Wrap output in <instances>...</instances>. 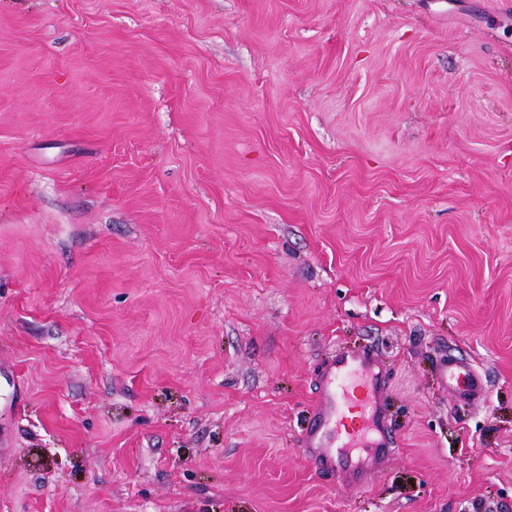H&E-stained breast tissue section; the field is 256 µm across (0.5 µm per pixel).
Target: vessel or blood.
I'll return each mask as SVG.
<instances>
[{"label": "vessel or blood", "instance_id": "b4317fda", "mask_svg": "<svg viewBox=\"0 0 512 512\" xmlns=\"http://www.w3.org/2000/svg\"><path fill=\"white\" fill-rule=\"evenodd\" d=\"M377 365L367 353L347 355L336 354L329 361L323 376V387L317 404V423L306 433L304 445L317 451L320 461L328 469L350 468L365 464L366 456H350L346 448L356 445L363 449L376 445L373 427L356 428L345 421V410L353 386L347 385V378L357 375L362 378L366 389H374L377 380ZM448 386L461 398L475 399L482 392V385L475 372L459 362H449L445 368Z\"/></svg>", "mask_w": 512, "mask_h": 512}]
</instances>
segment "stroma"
<instances>
[{
  "mask_svg": "<svg viewBox=\"0 0 512 512\" xmlns=\"http://www.w3.org/2000/svg\"><path fill=\"white\" fill-rule=\"evenodd\" d=\"M0 512H512V0H0ZM377 365L366 352L355 355L337 353L329 361L323 376V387L317 404V423L306 433L304 448L318 452L320 461L326 468L336 471V467L354 468L368 463L373 456L365 453L354 458L345 452L348 445H359L360 448H377L374 431H378L374 423L357 430L355 425L345 422V409L350 408V394L354 397L355 385H343L347 378L359 375L364 381L367 395L374 390L377 380ZM357 464L356 466H353ZM445 379L448 386L460 398L475 399L482 392V385L475 372L460 362L448 361L445 367Z\"/></svg>",
  "mask_w": 512,
  "mask_h": 512,
  "instance_id": "stroma-1",
  "label": "stroma"
}]
</instances>
